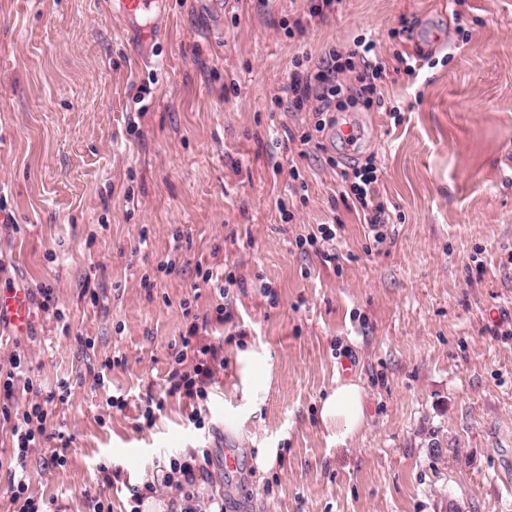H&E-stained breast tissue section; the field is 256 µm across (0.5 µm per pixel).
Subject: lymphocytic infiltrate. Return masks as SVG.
<instances>
[{
    "instance_id": "f902f5d3",
    "label": "lymphocytic infiltrate",
    "mask_w": 512,
    "mask_h": 512,
    "mask_svg": "<svg viewBox=\"0 0 512 512\" xmlns=\"http://www.w3.org/2000/svg\"><path fill=\"white\" fill-rule=\"evenodd\" d=\"M357 61L361 62L363 70L357 77V87L352 88L341 83L338 75ZM383 71L377 45L371 39L358 40L346 54L329 49L322 58L315 61L306 53L294 56L285 91L294 109L313 112L317 117L313 131L302 133L301 145H309L314 133L335 126L334 111L338 101L345 98L359 99L364 105H372L377 90L376 82ZM341 175L360 205L374 241L384 242L388 236L390 215L385 204L378 199L380 178L374 159H367L361 165L350 164L342 170ZM214 310V316L205 315L201 319L192 320L182 333L181 347L172 353L167 373L169 394H179L189 399H207L214 370L224 363L222 346L204 344L199 340L210 322H224L223 304H216ZM23 365L21 355H14L10 372L0 378V420L11 425L13 445L10 460L20 469L26 468L33 449L43 447L52 440L63 439V432L48 421V407L53 402L66 401L70 393V383L63 379L58 381L55 390L36 396L27 405H19L15 393V375ZM210 462L211 451L207 448H190L158 459L152 480L130 487L129 512H141L146 495L156 493L161 486L177 492L181 500V512H200L196 473Z\"/></svg>"
}]
</instances>
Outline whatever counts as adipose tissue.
Listing matches in <instances>:
<instances>
[{
  "label": "adipose tissue",
  "instance_id": "obj_1",
  "mask_svg": "<svg viewBox=\"0 0 512 512\" xmlns=\"http://www.w3.org/2000/svg\"><path fill=\"white\" fill-rule=\"evenodd\" d=\"M233 393L241 394L249 408L264 404L272 379L273 366L266 351L249 345L236 349ZM319 417L325 428L335 434L337 441L352 438L362 428L366 418L365 390L354 379L337 380L336 385L321 401Z\"/></svg>",
  "mask_w": 512,
  "mask_h": 512
}]
</instances>
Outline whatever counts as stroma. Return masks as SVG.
I'll use <instances>...</instances> for the list:
<instances>
[{"instance_id":"obj_1","label":"stroma","mask_w":512,"mask_h":512,"mask_svg":"<svg viewBox=\"0 0 512 512\" xmlns=\"http://www.w3.org/2000/svg\"><path fill=\"white\" fill-rule=\"evenodd\" d=\"M310 5L173 0L166 40L141 52L110 0H0V207L16 222L0 230V292L36 302L52 285L66 315L0 323L1 371L21 352L34 385L71 383L50 411L65 466L42 467L45 448L27 466L49 512H91L96 495L127 512L156 458L189 448L212 451L202 512H512V0H338L321 18ZM362 38L386 67L377 103L350 112L357 160L381 171L380 244L327 162L338 140L301 147L315 118L282 90L295 55ZM322 224L335 240L299 250ZM201 266L233 285L217 295ZM219 303L232 319L202 336L224 348L208 398L167 395L190 313ZM245 343L275 369L249 440L224 395ZM344 374L366 422L339 444L317 407ZM149 393L164 406L141 428ZM268 445L281 456L264 473Z\"/></svg>"}]
</instances>
